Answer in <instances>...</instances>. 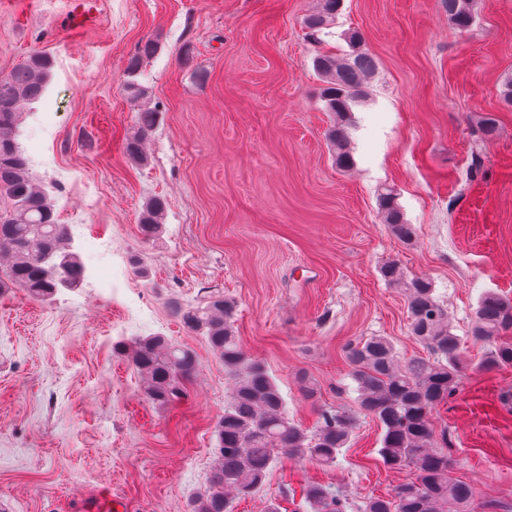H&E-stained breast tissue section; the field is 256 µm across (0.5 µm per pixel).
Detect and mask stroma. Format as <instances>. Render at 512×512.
Wrapping results in <instances>:
<instances>
[{"instance_id": "obj_1", "label": "stroma", "mask_w": 512, "mask_h": 512, "mask_svg": "<svg viewBox=\"0 0 512 512\" xmlns=\"http://www.w3.org/2000/svg\"><path fill=\"white\" fill-rule=\"evenodd\" d=\"M317 0H0V77L33 54L53 58L42 98L22 106L18 141L86 263L81 287L39 302L0 293V505L77 512L110 494L131 512H188L214 461V425L231 382L204 336L169 309L221 293L237 305L241 348L263 361L288 414L314 431L323 408L355 406L346 349L390 338L427 356L409 331L403 289L381 268L429 279L471 367L434 411L470 512L512 505V367L478 370L473 311L494 292L512 301V0H478L470 31L444 0H344L322 46L303 20ZM358 31L376 69L350 114L354 163L338 168L325 132L318 50L348 54ZM156 40L141 82L159 122L132 163L123 138L137 107L124 89L142 41ZM491 113L484 139L474 122ZM482 173L469 174L473 158ZM393 188L410 242L382 224ZM166 203L144 239L139 216ZM159 334L192 349L198 375L160 409L117 355V342ZM317 389L305 400L301 377ZM381 429L360 417L335 465L284 457L234 512H305L320 484L352 506L412 477L387 469ZM165 203L159 198L146 203L139 219L140 232L145 239L155 237L161 230Z\"/></svg>"}]
</instances>
